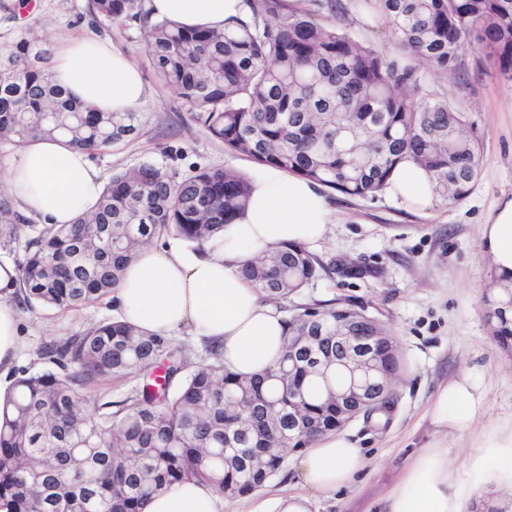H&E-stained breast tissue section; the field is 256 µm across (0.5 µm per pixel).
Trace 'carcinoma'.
<instances>
[{
  "instance_id": "obj_1",
  "label": "carcinoma",
  "mask_w": 512,
  "mask_h": 512,
  "mask_svg": "<svg viewBox=\"0 0 512 512\" xmlns=\"http://www.w3.org/2000/svg\"><path fill=\"white\" fill-rule=\"evenodd\" d=\"M140 0H92L96 23L116 22ZM279 13V0H251L252 16L224 29L156 20L143 32L158 81L192 120L230 151L348 197L380 194L397 163L431 174L454 206L480 176L481 148L448 97L421 92L418 67L444 75L475 46L512 79V0H355L387 24L396 54L321 23L345 16L343 0ZM51 48L29 30L0 44V142L67 139L96 154L139 131L138 112H98L52 84ZM250 180L234 170L181 175L142 163L112 175L96 210L73 224L36 226L0 193V247L34 232L17 260L27 305L75 309L112 293L144 245L175 237L202 251L243 210ZM324 269L305 247L285 245L240 269L285 313L276 365L245 377L217 364L191 372L170 336H145L112 320L44 345L53 368L15 382L14 417L0 424V512H142L186 477L227 497L252 494L278 474L286 452L355 418L392 415L404 362L377 318L349 302L288 313L284 302ZM494 341L512 350V279L484 290ZM354 336L382 384V400L351 409L337 396L353 385L336 364V337ZM156 376L124 401L90 409L80 388L99 377Z\"/></svg>"
}]
</instances>
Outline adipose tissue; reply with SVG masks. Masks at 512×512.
<instances>
[{"instance_id": "obj_1", "label": "adipose tissue", "mask_w": 512, "mask_h": 512, "mask_svg": "<svg viewBox=\"0 0 512 512\" xmlns=\"http://www.w3.org/2000/svg\"><path fill=\"white\" fill-rule=\"evenodd\" d=\"M154 19L189 28H220L249 14L247 0H144ZM54 81L74 101L102 112H134L153 96L138 65L108 37L87 30L58 41L51 60ZM8 193L15 210L42 224H71L93 211L104 178L90 154L61 139L38 138L5 158ZM389 199L412 212L432 208L430 175L400 162L385 188ZM334 212L320 185L266 166L251 179V196L204 251L175 243L140 250L127 266L112 299L122 321L146 335L168 336L189 329L219 345L226 370L242 376L273 367L285 343L283 315L261 300L241 276L248 260L284 244L322 240ZM495 275L512 274V196L493 204L479 229ZM16 263L0 259V422L13 418V368L25 351ZM487 391L464 370L443 385L428 415L438 437L421 452L387 498L388 512H469L483 490L512 496V422L485 424ZM468 437L469 479L448 472L449 440ZM364 465L347 434L317 437L299 456V493H282L252 504L249 512H310L312 497L351 485ZM224 495L211 483L184 479L150 499L143 512H225Z\"/></svg>"}]
</instances>
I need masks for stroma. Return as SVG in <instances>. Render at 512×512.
<instances>
[{
    "label": "stroma",
    "instance_id": "stroma-1",
    "mask_svg": "<svg viewBox=\"0 0 512 512\" xmlns=\"http://www.w3.org/2000/svg\"><path fill=\"white\" fill-rule=\"evenodd\" d=\"M90 2L0 0V41L33 29L55 42L86 21ZM330 23L392 56L381 19L353 9ZM142 28L136 13L100 28L130 54L155 92L142 109L138 135L95 155L104 176L143 162L181 174L219 167L253 175L256 162L225 149L192 122L188 105L155 78ZM419 77L423 89L445 94L466 110L468 131L481 144V176L462 203H437L427 216L383 195L359 199L330 192L338 221L310 247L324 269L293 301L342 299L365 307L390 332L405 374L395 387L396 408L386 428L360 418L345 426L365 465L350 487L314 499L311 512H384L389 493L418 451L436 437L427 410L438 389L460 371L473 370L485 386L489 423L512 417V354L498 348L486 325L483 291L491 266L479 239L480 223L494 201L512 194V80L469 45L460 50L454 75L441 77L426 68ZM117 316L108 297L75 310L37 304L22 309L27 346L22 369L45 370L39 357L44 344Z\"/></svg>",
    "mask_w": 512,
    "mask_h": 512
}]
</instances>
